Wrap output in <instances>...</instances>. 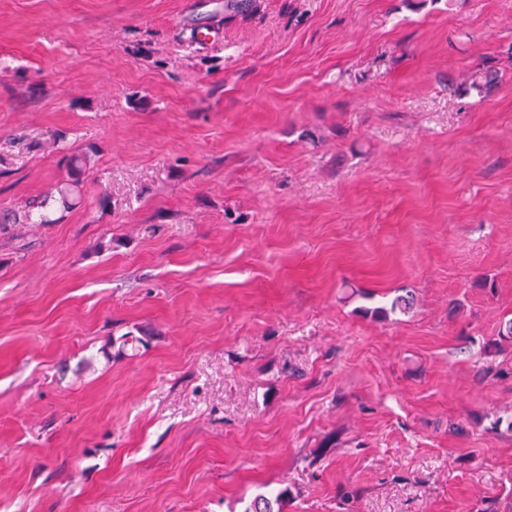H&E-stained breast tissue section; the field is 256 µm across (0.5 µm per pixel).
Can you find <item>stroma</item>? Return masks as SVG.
I'll return each mask as SVG.
<instances>
[{"instance_id": "obj_1", "label": "stroma", "mask_w": 512, "mask_h": 512, "mask_svg": "<svg viewBox=\"0 0 512 512\" xmlns=\"http://www.w3.org/2000/svg\"><path fill=\"white\" fill-rule=\"evenodd\" d=\"M224 2L0 0V512H512V0Z\"/></svg>"}]
</instances>
